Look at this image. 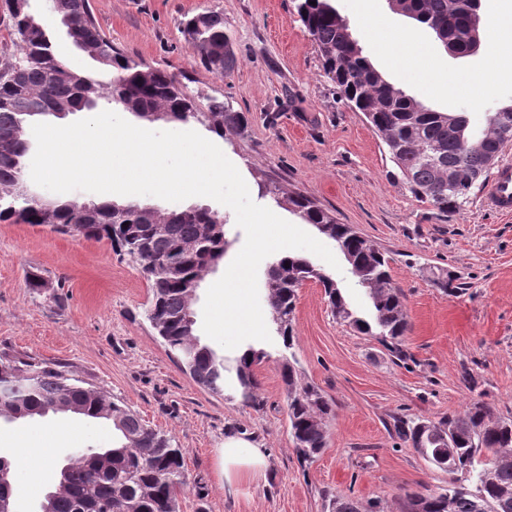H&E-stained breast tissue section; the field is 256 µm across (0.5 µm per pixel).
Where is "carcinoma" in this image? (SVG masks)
I'll list each match as a JSON object with an SVG mask.
<instances>
[{"mask_svg": "<svg viewBox=\"0 0 512 512\" xmlns=\"http://www.w3.org/2000/svg\"><path fill=\"white\" fill-rule=\"evenodd\" d=\"M52 3V12L77 47L100 50L95 60L107 80L70 70L55 53L47 25L29 12V0H9L19 54L0 69V189L12 190L0 198V223L45 224L54 233L69 235L81 202L46 201L25 181V127L33 120L92 109L102 99L149 122H198L219 137L242 132L247 117L218 99L208 111H197L177 74L146 68L112 44L89 0ZM294 4L325 76L363 113L385 146L395 145L388 150L393 177L417 201L441 214L460 210L512 139V103L491 113L486 129L475 135L465 116L436 111L384 79L363 55L333 0ZM392 8L431 29L450 54L467 57L477 52L471 35L472 0H410L405 7ZM183 35L210 73L223 77L236 68L220 13L193 15L184 22ZM434 146L438 152L432 157ZM450 174L459 179L455 191L448 190ZM258 188L335 243L374 308L369 320L355 315L336 280L304 257L290 255L268 264L267 304L286 351L280 368L288 424L298 457L309 462L326 448L335 408L318 386L304 380L293 352L298 288L307 281L319 284L337 318L376 337L399 357L405 356L408 321L387 253L350 225L338 223L308 196L283 194L265 182ZM83 236L110 240L139 266L152 292L148 319L186 374L215 394L258 403L254 368L267 353L249 348L232 362L196 334L191 294L232 245L224 216L197 205L167 212L136 202H99ZM58 413L110 421L116 441L110 448H89L66 462L48 512H179L178 493L186 486V476L182 454L170 438L147 425L123 399L85 386L55 364L0 355V420ZM396 429L404 442L449 476L443 493L410 495L406 512H512V463H502L512 459L511 418L493 417L492 408L477 400L437 421L400 420Z\"/></svg>", "mask_w": 512, "mask_h": 512, "instance_id": "cac0c4a2", "label": "carcinoma"}]
</instances>
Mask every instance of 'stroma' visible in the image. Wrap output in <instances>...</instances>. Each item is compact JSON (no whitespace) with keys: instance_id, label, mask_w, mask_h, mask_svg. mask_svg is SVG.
Masks as SVG:
<instances>
[{"instance_id":"1","label":"stroma","mask_w":512,"mask_h":512,"mask_svg":"<svg viewBox=\"0 0 512 512\" xmlns=\"http://www.w3.org/2000/svg\"><path fill=\"white\" fill-rule=\"evenodd\" d=\"M101 30L151 68L179 73L197 111L210 98L248 118L246 130L216 145L250 193L259 180L312 197L391 258L409 330L405 359L330 312L322 289L307 283L295 310L294 351L307 381L335 403L327 446L301 462L288 430L280 337L253 341L268 358L256 367L260 407L227 399L184 373L152 329L151 292L138 267L108 241L72 238L37 224L0 223V353L63 366L88 385L123 397L150 427L172 437L185 463L180 512H331L339 494L381 512H400L406 494L438 493L448 475L432 467L394 431L396 419L439 420L474 400L512 416V219L487 211L479 189L461 210L442 215L391 177L393 164L362 113L323 74L292 0H90ZM364 55L396 87L442 112H461L472 130L512 101V0H483L477 54L450 55L425 26L396 13L388 0H336ZM47 21L67 66L98 74L96 63L54 23L50 0H30ZM222 14L237 57L226 77L207 72L184 39L188 17ZM492 86L462 93L482 73ZM456 76L439 92L433 83ZM38 272L44 288L25 279ZM456 290L434 284L439 272ZM229 432L264 445L265 476L226 487L216 468ZM112 445V426L78 415L0 423V453L16 458L15 512H36L53 485L56 464L86 448ZM28 448H48L53 465L32 474Z\"/></svg>"}]
</instances>
